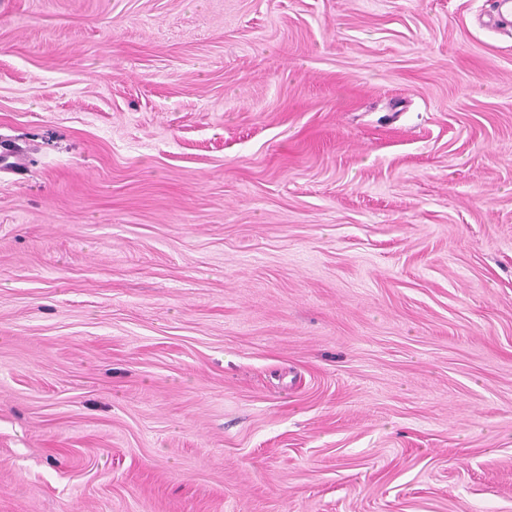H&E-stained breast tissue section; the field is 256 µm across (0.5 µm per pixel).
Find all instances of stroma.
I'll list each match as a JSON object with an SVG mask.
<instances>
[{
  "label": "stroma",
  "instance_id": "1",
  "mask_svg": "<svg viewBox=\"0 0 512 512\" xmlns=\"http://www.w3.org/2000/svg\"><path fill=\"white\" fill-rule=\"evenodd\" d=\"M492 0H0V512H512Z\"/></svg>",
  "mask_w": 512,
  "mask_h": 512
}]
</instances>
